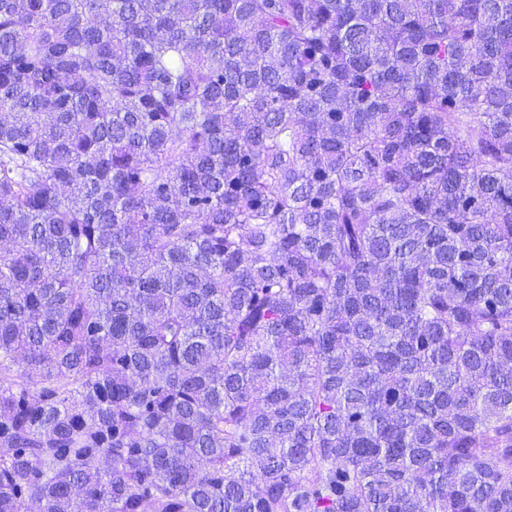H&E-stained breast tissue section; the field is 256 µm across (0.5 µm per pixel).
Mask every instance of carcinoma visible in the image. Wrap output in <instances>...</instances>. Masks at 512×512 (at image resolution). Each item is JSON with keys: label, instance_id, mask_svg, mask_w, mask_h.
Masks as SVG:
<instances>
[{"label": "carcinoma", "instance_id": "obj_1", "mask_svg": "<svg viewBox=\"0 0 512 512\" xmlns=\"http://www.w3.org/2000/svg\"><path fill=\"white\" fill-rule=\"evenodd\" d=\"M0 512H512V0H0Z\"/></svg>", "mask_w": 512, "mask_h": 512}]
</instances>
